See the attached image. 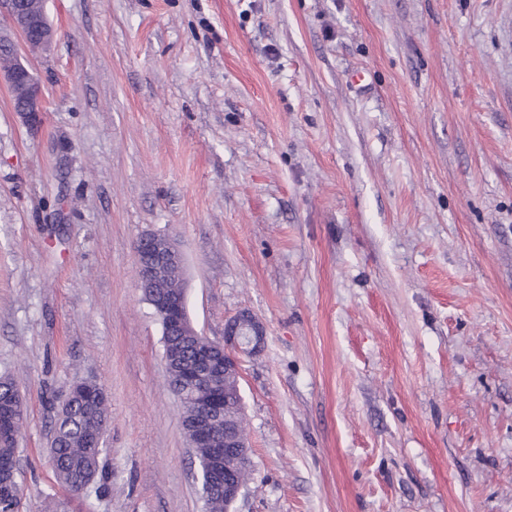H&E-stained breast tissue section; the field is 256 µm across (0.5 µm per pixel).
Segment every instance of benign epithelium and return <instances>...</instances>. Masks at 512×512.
Returning a JSON list of instances; mask_svg holds the SVG:
<instances>
[{"mask_svg":"<svg viewBox=\"0 0 512 512\" xmlns=\"http://www.w3.org/2000/svg\"><path fill=\"white\" fill-rule=\"evenodd\" d=\"M27 45L47 48L55 32L47 21L45 10L32 12L28 0H0V48L8 62L0 63V78L11 89L24 90L22 100L14 101V111L30 128L41 123L45 99L41 87L30 69L21 61L15 37ZM138 257V286L152 307L166 336H197L187 309L185 289L169 287V276L180 279L183 258L176 244L167 235L147 233L135 244ZM263 323L248 311H241L224 324V341L203 342L204 349L196 363L186 367L182 381L185 392L178 396L180 404L186 399L197 401L199 411L187 422L193 436L191 448H209L213 470L200 472L201 486L212 487L224 494V503L233 506L241 496L245 480L239 468L251 462V450L243 433L229 426L225 412L219 409L224 379L240 384V356L254 355L264 342Z\"/></svg>","mask_w":512,"mask_h":512,"instance_id":"benign-epithelium-1","label":"benign epithelium"}]
</instances>
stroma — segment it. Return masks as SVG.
<instances>
[{
    "mask_svg": "<svg viewBox=\"0 0 512 512\" xmlns=\"http://www.w3.org/2000/svg\"><path fill=\"white\" fill-rule=\"evenodd\" d=\"M0 82V375L21 512H205L138 286L171 236L241 359L236 512H512V0H46ZM105 391L102 495L59 484L53 402ZM0 20V48L5 50L3 58L8 59L7 63L3 60L0 63V80L3 77L8 82L13 94L17 88L24 90L21 101L14 94V110L29 128L34 129L41 123L45 99L30 69L20 59L15 35L28 46L47 48L53 42L55 32L47 21L43 1L34 13L27 0H1Z\"/></svg>",
    "mask_w": 512,
    "mask_h": 512,
    "instance_id": "stroma-1",
    "label": "stroma"
}]
</instances>
